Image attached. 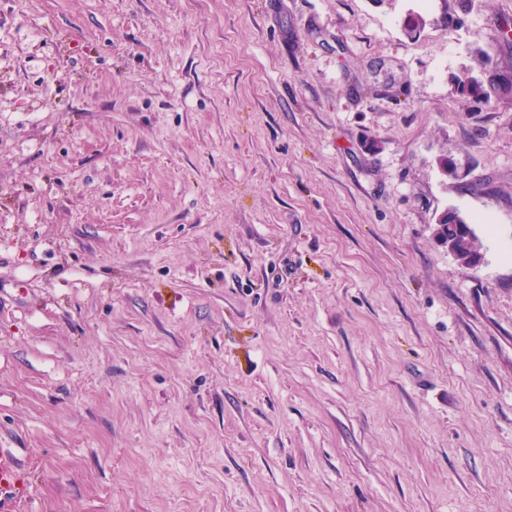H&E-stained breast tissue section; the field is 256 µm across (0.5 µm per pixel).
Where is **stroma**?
<instances>
[{
  "instance_id": "stroma-1",
  "label": "stroma",
  "mask_w": 512,
  "mask_h": 512,
  "mask_svg": "<svg viewBox=\"0 0 512 512\" xmlns=\"http://www.w3.org/2000/svg\"><path fill=\"white\" fill-rule=\"evenodd\" d=\"M444 9L0 0L6 512H512V0ZM462 216L459 212L453 209L445 210L438 217L436 222V235L448 244V251L452 253V237L455 234L456 227H460L462 223ZM468 224H464V228L455 235L454 247L456 252V258L462 265H469L480 252L481 244L475 235L472 223L467 221ZM482 258L480 254L479 258L472 262L469 266L473 267L477 265ZM18 471L19 465L14 452L8 448H0V493H12L18 489Z\"/></svg>"
}]
</instances>
